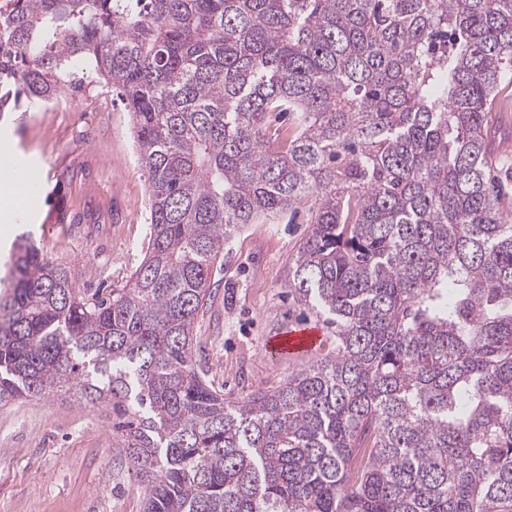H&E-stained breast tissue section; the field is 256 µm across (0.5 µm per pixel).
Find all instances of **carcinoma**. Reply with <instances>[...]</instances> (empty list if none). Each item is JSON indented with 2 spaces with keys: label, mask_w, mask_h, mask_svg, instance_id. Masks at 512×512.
Masks as SVG:
<instances>
[{
  "label": "carcinoma",
  "mask_w": 512,
  "mask_h": 512,
  "mask_svg": "<svg viewBox=\"0 0 512 512\" xmlns=\"http://www.w3.org/2000/svg\"><path fill=\"white\" fill-rule=\"evenodd\" d=\"M3 25L0 123L94 72L151 231L91 300L15 239L1 406L67 388L119 411L143 512H512V210L487 119L512 0H11ZM308 202L285 286L336 356L227 403L190 351L211 267Z\"/></svg>",
  "instance_id": "obj_1"
}]
</instances>
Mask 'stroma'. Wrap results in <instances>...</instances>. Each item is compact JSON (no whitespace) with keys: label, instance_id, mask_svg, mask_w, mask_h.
I'll return each instance as SVG.
<instances>
[{"label":"stroma","instance_id":"stroma-1","mask_svg":"<svg viewBox=\"0 0 512 512\" xmlns=\"http://www.w3.org/2000/svg\"><path fill=\"white\" fill-rule=\"evenodd\" d=\"M100 92L96 76L85 72L81 91L67 95V111L29 112L0 133V155L20 148L31 168L26 209L14 223H0V247L27 229L89 297L125 287L150 237L148 181L128 114L117 103L108 112L89 111ZM310 231L304 206L275 224L245 225L213 267L192 356L227 402L274 388L336 352L332 329L285 286ZM301 322L321 329L314 350L265 354L270 336ZM121 423L111 408L84 407L62 393L0 408V512H142L143 489Z\"/></svg>","mask_w":512,"mask_h":512}]
</instances>
